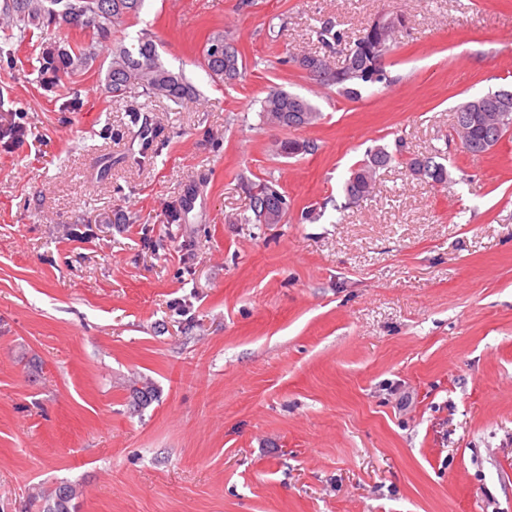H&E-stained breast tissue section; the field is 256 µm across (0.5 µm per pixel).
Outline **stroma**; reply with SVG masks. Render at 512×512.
Masks as SVG:
<instances>
[{
    "label": "stroma",
    "mask_w": 512,
    "mask_h": 512,
    "mask_svg": "<svg viewBox=\"0 0 512 512\" xmlns=\"http://www.w3.org/2000/svg\"><path fill=\"white\" fill-rule=\"evenodd\" d=\"M384 14L404 23L361 98L296 65L342 64ZM216 31L231 85L199 65ZM143 32L183 105L110 97L101 69L45 90L44 37L0 56V123L26 128L0 144V512L63 483L78 512H512V132L472 156L453 119L512 89V0H144ZM273 88L318 123L265 124ZM379 145L400 159L350 201ZM436 151L445 187L404 165ZM263 179L281 223L251 220ZM215 46L223 48L222 56H216L212 52ZM201 58L200 66L212 80L232 81L242 75L244 69L242 54L234 43L225 39L220 32L213 33L208 37ZM272 180H263L256 183H248L251 199V209L256 220L264 224L281 223L286 210L287 201L285 195L276 187ZM274 201V207L264 212L266 202Z\"/></svg>",
    "instance_id": "35a3bbf8"
}]
</instances>
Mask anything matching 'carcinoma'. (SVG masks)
Segmentation results:
<instances>
[{"label":"carcinoma","instance_id":"cac0c4a2","mask_svg":"<svg viewBox=\"0 0 512 512\" xmlns=\"http://www.w3.org/2000/svg\"><path fill=\"white\" fill-rule=\"evenodd\" d=\"M144 0H0V18L6 20L5 40L17 36L25 39L36 30L79 28L83 37L72 40L69 35L43 48L38 75L45 85L58 87L61 81H72L90 70L102 53L111 56L105 75V89L113 97H119L132 86L142 88L143 93L154 99H167L179 103L194 95L193 86L183 72L165 67L158 58L156 45L149 34L137 42L126 44L112 41V33L120 29L126 20L139 13ZM101 16V24L89 25L84 19ZM395 30H374L368 26L353 46L349 47L342 64L321 79L326 86L336 87L347 98L361 97V89L367 84L380 83L385 75L376 79L368 76L372 64V42L392 44ZM318 38L328 48L342 41V33L330 22L318 31ZM225 49L222 56L212 52L213 47ZM201 68L215 81H232L243 72L242 54L234 43L219 32L208 37L202 50ZM499 104L496 93L488 92L474 99H467L455 108L457 112L470 113L463 129L457 130L463 148L472 155H482L494 147L512 125H502L493 137L486 129L481 114L493 111ZM260 112L266 121L276 118L283 125L304 115L303 126H309L321 118L319 109L308 99L281 89H271L261 100ZM437 155L417 156L406 160L411 176L427 178L435 185H448L452 178L447 166L436 161ZM398 159V155L384 147L370 150L366 158L351 170L346 181V194L351 200H359L371 193L374 176L381 168ZM251 209L256 220L264 224L281 223L286 210L285 195L271 180L249 183ZM77 490L70 484H61L43 496L45 512H77Z\"/></svg>","mask_w":512,"mask_h":512}]
</instances>
